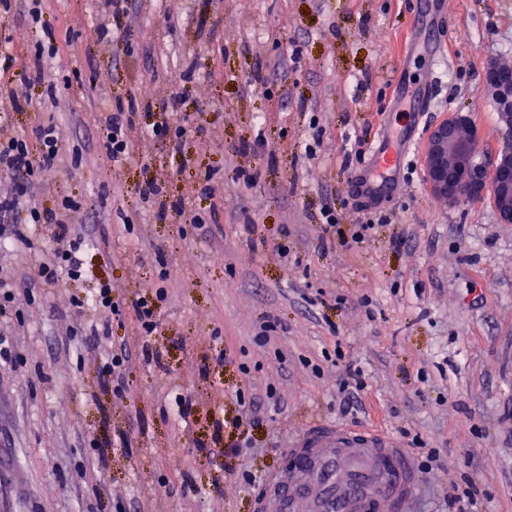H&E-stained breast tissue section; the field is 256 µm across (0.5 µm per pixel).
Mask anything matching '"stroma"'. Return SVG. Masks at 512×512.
<instances>
[{
	"mask_svg": "<svg viewBox=\"0 0 512 512\" xmlns=\"http://www.w3.org/2000/svg\"><path fill=\"white\" fill-rule=\"evenodd\" d=\"M41 6L37 23L22 0L0 8L13 58L0 90L38 59L66 89L55 102L30 89L0 138L55 125L61 160L36 200L81 201L68 222L88 243L87 275L0 305L19 356L0 363V512H255L249 475L282 467L291 441L321 423L439 449L417 470L409 512H446L468 479L488 496L483 512H512V223L489 199L434 197L423 163L430 128L452 112L480 128L484 164L512 142L483 89L489 63L512 65V0H140L130 33L106 38L102 0ZM427 40L448 53L445 70L432 71ZM416 86L430 105L405 98ZM174 93L173 113L143 106ZM133 100V149L117 164L103 118ZM165 121L186 127L180 149L152 135ZM385 141L403 167L374 173L377 196L357 194ZM242 170L252 186L237 182ZM148 181L182 212L156 219L138 194ZM326 202L344 234L373 223L370 238L322 248ZM104 277L120 306L106 343L128 356L118 384L101 379L104 358L72 306ZM161 286L146 336L131 302ZM268 321L284 329L259 341ZM339 349L365 374L354 416L339 410ZM240 393L275 402L215 433Z\"/></svg>",
	"mask_w": 512,
	"mask_h": 512,
	"instance_id": "35a3bbf8",
	"label": "stroma"
}]
</instances>
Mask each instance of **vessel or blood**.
I'll return each mask as SVG.
<instances>
[{
  "label": "vessel or blood",
  "mask_w": 512,
  "mask_h": 512,
  "mask_svg": "<svg viewBox=\"0 0 512 512\" xmlns=\"http://www.w3.org/2000/svg\"><path fill=\"white\" fill-rule=\"evenodd\" d=\"M287 476L270 477L263 499L281 512H408L416 475L391 435L324 423L292 442Z\"/></svg>",
  "instance_id": "vessel-or-blood-1"
}]
</instances>
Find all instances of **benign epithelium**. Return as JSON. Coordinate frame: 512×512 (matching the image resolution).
Wrapping results in <instances>:
<instances>
[{
    "label": "benign epithelium",
    "instance_id": "1",
    "mask_svg": "<svg viewBox=\"0 0 512 512\" xmlns=\"http://www.w3.org/2000/svg\"><path fill=\"white\" fill-rule=\"evenodd\" d=\"M484 88L498 103V120L512 134V66L491 64ZM478 130L460 114L444 119L429 133L424 165L430 191L450 205L464 199H480L490 192V201L500 218L512 223V149L501 151L486 170L477 155Z\"/></svg>",
    "mask_w": 512,
    "mask_h": 512
}]
</instances>
